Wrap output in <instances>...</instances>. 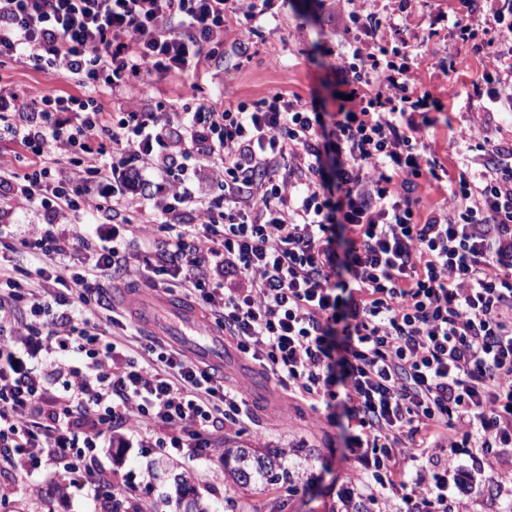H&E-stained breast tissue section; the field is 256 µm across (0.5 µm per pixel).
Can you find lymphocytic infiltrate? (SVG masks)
I'll list each match as a JSON object with an SVG mask.
<instances>
[{
  "mask_svg": "<svg viewBox=\"0 0 512 512\" xmlns=\"http://www.w3.org/2000/svg\"><path fill=\"white\" fill-rule=\"evenodd\" d=\"M346 2L347 98L328 124L281 92L185 112L146 110L135 92L197 71L224 39L247 52L272 0H0V63L80 89L0 85V133L33 156L24 173L0 163V186L54 218L11 231L35 266L0 293V471L55 468L117 512L124 486L94 465L115 424L139 447L206 458L219 425L241 422L244 395L193 350L149 339L133 354L102 325L112 304L94 280L122 273L183 291L288 393L323 402L343 385L362 466L343 512L360 495L448 512L452 448L476 449L512 506V146L483 137L449 181L422 135L435 98L416 54L393 17ZM229 14L243 17L231 31ZM449 36L488 60L473 95L477 126L492 128L512 112V0H467ZM442 182L447 197L421 213L418 189ZM188 208L195 223L181 221ZM72 214L124 229L100 244ZM33 276L61 292H30ZM44 339L90 361L59 396L58 356L37 372L19 361L18 343Z\"/></svg>",
  "mask_w": 512,
  "mask_h": 512,
  "instance_id": "obj_1",
  "label": "lymphocytic infiltrate"
}]
</instances>
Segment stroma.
<instances>
[{"mask_svg":"<svg viewBox=\"0 0 512 512\" xmlns=\"http://www.w3.org/2000/svg\"><path fill=\"white\" fill-rule=\"evenodd\" d=\"M460 5L461 0H413L395 17L402 38L422 47L420 83L443 104L425 137L452 173L457 170V133L469 126L478 109L469 97L471 83L484 71L482 56L455 52L449 39L448 14ZM345 24L346 7L338 0H273L272 15L253 36L247 55L227 43L211 48L195 73L162 76L140 95L153 109L195 102L221 109L278 91L315 104L318 111L336 112L334 67ZM451 64L457 74L450 81L442 69ZM0 84L29 94L79 92L49 72L10 63L0 65ZM222 363L226 382L246 396L248 416L240 425H225L217 437L224 447L245 446L269 457L271 477L242 486L225 474L223 459L126 447L130 432L125 426L113 428L112 448L100 454L101 466L126 480L143 512H183L177 485L186 478L192 479L208 512H340V495L360 470L355 458L344 455L346 418L328 419L325 409H312L310 401L285 393L232 347H225ZM454 454L461 473L448 478L449 512H492L494 492L480 454L472 448H458ZM93 510L90 499L51 472L33 475L25 487L0 476V512Z\"/></svg>","mask_w":512,"mask_h":512,"instance_id":"1","label":"stroma"}]
</instances>
